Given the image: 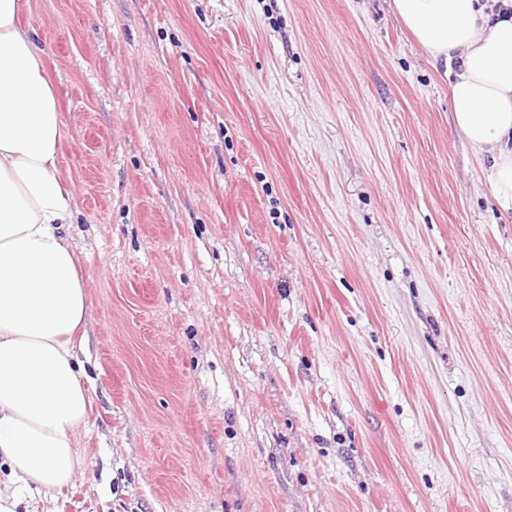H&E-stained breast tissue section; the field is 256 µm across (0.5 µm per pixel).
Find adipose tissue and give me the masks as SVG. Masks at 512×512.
<instances>
[{
	"label": "adipose tissue",
	"instance_id": "adipose-tissue-1",
	"mask_svg": "<svg viewBox=\"0 0 512 512\" xmlns=\"http://www.w3.org/2000/svg\"><path fill=\"white\" fill-rule=\"evenodd\" d=\"M27 0H0V461L44 494L81 465L74 434L92 410L74 335L89 301L68 241L72 194L56 161L66 133L46 54L20 25ZM431 61L455 67L457 130L488 157L498 208L512 212V19L478 0H392Z\"/></svg>",
	"mask_w": 512,
	"mask_h": 512
}]
</instances>
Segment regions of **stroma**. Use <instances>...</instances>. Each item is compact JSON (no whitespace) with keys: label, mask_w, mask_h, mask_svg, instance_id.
Segmentation results:
<instances>
[{"label":"stroma","mask_w":512,"mask_h":512,"mask_svg":"<svg viewBox=\"0 0 512 512\" xmlns=\"http://www.w3.org/2000/svg\"><path fill=\"white\" fill-rule=\"evenodd\" d=\"M89 294L21 512H512V216L391 0H30Z\"/></svg>","instance_id":"35a3bbf8"}]
</instances>
